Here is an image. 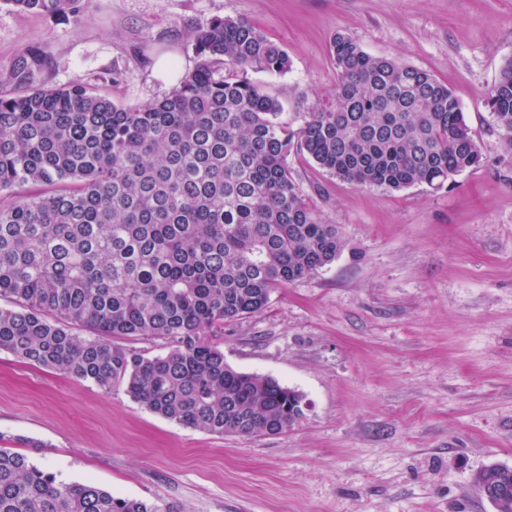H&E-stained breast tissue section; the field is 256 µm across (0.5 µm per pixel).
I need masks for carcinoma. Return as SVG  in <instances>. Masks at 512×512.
Here are the masks:
<instances>
[{
  "label": "carcinoma",
  "instance_id": "obj_1",
  "mask_svg": "<svg viewBox=\"0 0 512 512\" xmlns=\"http://www.w3.org/2000/svg\"><path fill=\"white\" fill-rule=\"evenodd\" d=\"M73 18L81 0H4ZM194 68L165 98L125 106L95 88L0 92V350L89 380L120 381L149 411L215 435L277 434L303 399L236 370L208 336L260 313L278 288L340 253L295 186L292 150L358 187L439 189L485 162L459 99L428 72L366 53L337 33L334 98L292 128L249 74L288 71L286 50L251 23L216 18L191 34ZM51 65L36 47L0 69L26 85ZM512 147V60L487 92ZM83 325L98 338L81 339ZM102 336L173 344L146 356ZM474 482L512 512V469ZM0 512H184L66 483L0 448Z\"/></svg>",
  "mask_w": 512,
  "mask_h": 512
}]
</instances>
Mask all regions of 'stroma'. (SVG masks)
<instances>
[{
  "mask_svg": "<svg viewBox=\"0 0 512 512\" xmlns=\"http://www.w3.org/2000/svg\"><path fill=\"white\" fill-rule=\"evenodd\" d=\"M217 17L287 51V72L253 76L282 122L332 94L340 32L447 85L486 164L439 189L386 190L289 154L343 249L212 338L237 370L301 395L304 415L283 432L206 433L123 384L0 351V446L57 480L188 512H495L473 478L512 468V149L486 100L512 59V0H83L77 19L0 4V66L40 46L52 67L36 86L138 105L193 68L190 34Z\"/></svg>",
  "mask_w": 512,
  "mask_h": 512,
  "instance_id": "stroma-1",
  "label": "stroma"
}]
</instances>
